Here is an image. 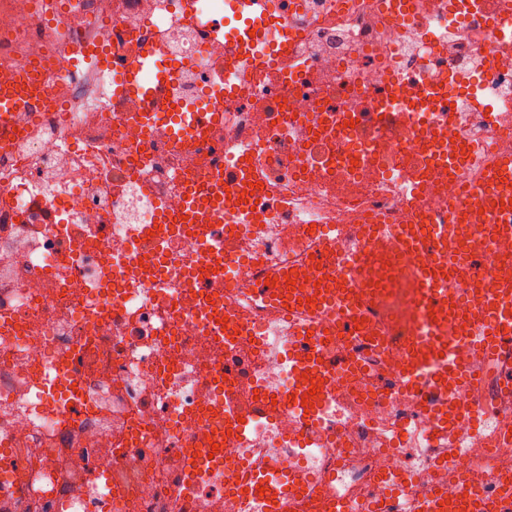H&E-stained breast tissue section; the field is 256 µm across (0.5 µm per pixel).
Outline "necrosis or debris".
Instances as JSON below:
<instances>
[{
  "label": "necrosis or debris",
  "instance_id": "necrosis-or-debris-1",
  "mask_svg": "<svg viewBox=\"0 0 512 512\" xmlns=\"http://www.w3.org/2000/svg\"><path fill=\"white\" fill-rule=\"evenodd\" d=\"M392 2L280 0L251 24L228 0H77L53 17L39 0H0V86L51 75L34 117L0 144V512H248L236 498L248 466H273L269 495L308 471L314 490L293 512H328L339 496L380 504L390 481L403 488L390 512H411L414 490L455 498V468L490 498L512 483V394H494L482 353L460 351L472 379L447 447H434L420 396L399 386L400 351L327 336L357 367L310 379L292 365L280 307L246 295L327 235L370 250L359 230L374 220L445 216L466 202L462 179L512 158L500 36L512 10L431 0L403 26ZM253 41L263 60L247 56ZM150 51L172 84L159 123L220 94L222 125L186 144L147 135L140 81L116 91L112 78ZM234 66L251 68L248 83L217 89ZM351 112L358 127L344 124ZM253 159L258 204L213 227L233 259L216 312L248 328L233 352L249 379L232 389L251 433L231 463L191 471L188 451L224 442L227 385L224 344L183 272L199 254L184 195L208 198L210 178ZM154 224L159 236L144 234ZM162 239L156 284L147 260ZM63 368L74 396L52 385ZM310 384L331 407L307 430L284 399Z\"/></svg>",
  "mask_w": 512,
  "mask_h": 512
}]
</instances>
